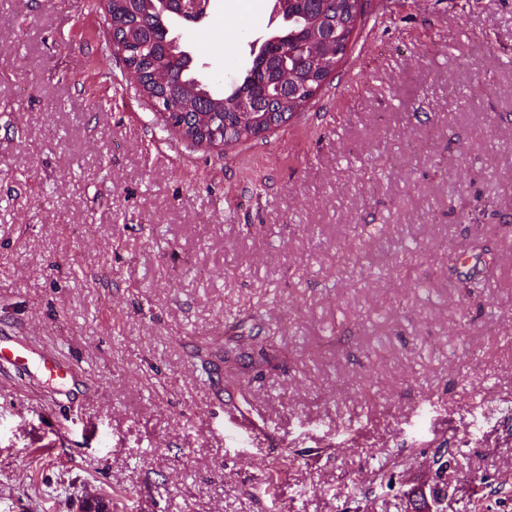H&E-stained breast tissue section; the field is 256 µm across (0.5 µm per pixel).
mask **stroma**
Wrapping results in <instances>:
<instances>
[{
  "instance_id": "35a3bbf8",
  "label": "stroma",
  "mask_w": 512,
  "mask_h": 512,
  "mask_svg": "<svg viewBox=\"0 0 512 512\" xmlns=\"http://www.w3.org/2000/svg\"><path fill=\"white\" fill-rule=\"evenodd\" d=\"M274 4L180 27L205 82ZM2 329L81 374L0 373V512H512V0H366L300 113L221 151L100 0H0Z\"/></svg>"
}]
</instances>
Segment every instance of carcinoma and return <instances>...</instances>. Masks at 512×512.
Returning a JSON list of instances; mask_svg holds the SVG:
<instances>
[{
    "instance_id": "obj_1",
    "label": "carcinoma",
    "mask_w": 512,
    "mask_h": 512,
    "mask_svg": "<svg viewBox=\"0 0 512 512\" xmlns=\"http://www.w3.org/2000/svg\"><path fill=\"white\" fill-rule=\"evenodd\" d=\"M358 0H276L279 28L253 54L245 74L224 91L199 78L195 64L179 57L173 49L177 27L175 17L163 13L156 0H112V30L128 49V55L150 66L167 64V88L146 84L143 91L153 97L167 94L174 108V122L189 127L200 125L216 132L236 126L238 103L251 112H296L292 90L305 83L318 87L328 71L329 57L346 53L362 7Z\"/></svg>"
}]
</instances>
